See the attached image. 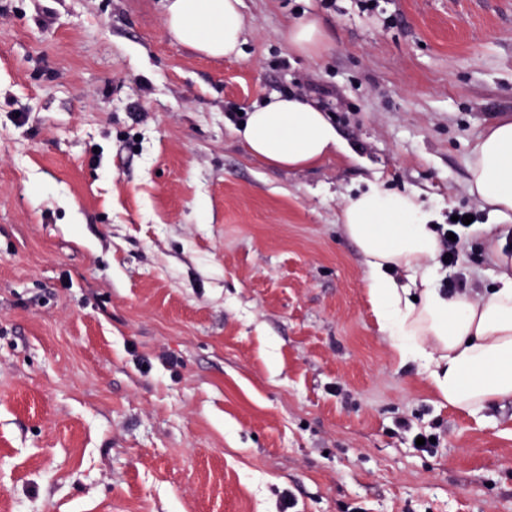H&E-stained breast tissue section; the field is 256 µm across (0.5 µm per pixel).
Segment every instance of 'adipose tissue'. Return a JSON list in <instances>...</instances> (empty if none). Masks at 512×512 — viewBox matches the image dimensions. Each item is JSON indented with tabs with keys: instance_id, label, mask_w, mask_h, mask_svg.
Segmentation results:
<instances>
[{
	"instance_id": "1",
	"label": "adipose tissue",
	"mask_w": 512,
	"mask_h": 512,
	"mask_svg": "<svg viewBox=\"0 0 512 512\" xmlns=\"http://www.w3.org/2000/svg\"><path fill=\"white\" fill-rule=\"evenodd\" d=\"M163 8L177 43L214 59L240 56L242 0H163ZM236 134L252 156L288 170L347 151L326 112L293 93L270 95ZM468 188L500 219H512V121L497 122L474 149ZM436 219L417 194L372 184L348 197L342 229L358 249L370 301L399 359L420 363L449 406L477 412L512 399V273L497 249L492 258L502 271L486 299L448 294Z\"/></svg>"
}]
</instances>
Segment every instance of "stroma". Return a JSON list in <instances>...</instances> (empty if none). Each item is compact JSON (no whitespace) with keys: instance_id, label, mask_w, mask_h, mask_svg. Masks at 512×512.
<instances>
[{"instance_id":"obj_1","label":"stroma","mask_w":512,"mask_h":512,"mask_svg":"<svg viewBox=\"0 0 512 512\" xmlns=\"http://www.w3.org/2000/svg\"><path fill=\"white\" fill-rule=\"evenodd\" d=\"M242 14L223 60L162 0H0V512H512V399L449 407L397 358L340 225L375 180L473 213L442 279L490 294L468 164L512 116V0ZM273 93L353 160L250 155L232 115ZM288 44L297 52L314 55L322 46L321 23L315 16H310L288 29Z\"/></svg>"}]
</instances>
